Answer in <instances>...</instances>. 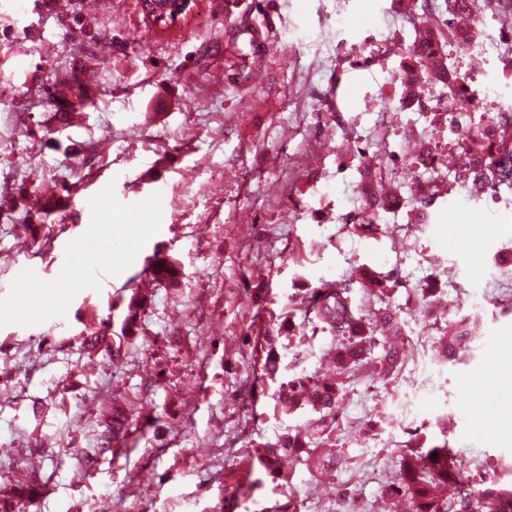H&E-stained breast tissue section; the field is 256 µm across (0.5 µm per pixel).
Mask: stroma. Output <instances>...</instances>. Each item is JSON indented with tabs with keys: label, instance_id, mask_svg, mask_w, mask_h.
<instances>
[{
	"label": "stroma",
	"instance_id": "1",
	"mask_svg": "<svg viewBox=\"0 0 512 512\" xmlns=\"http://www.w3.org/2000/svg\"><path fill=\"white\" fill-rule=\"evenodd\" d=\"M0 0V512H389L386 486L410 430L447 441L464 472L496 471L512 486V435L501 411L512 386L476 387L512 353V195L471 197L451 187L427 223L410 199L422 178L408 154L425 142L437 174L458 164L427 86L423 108L402 109L401 57L390 40L415 32L393 0H244L272 18L271 50L224 0H195L180 26L158 30L141 0ZM372 9L367 29L348 25ZM484 30L493 103L512 104V78ZM354 79L359 92L343 98ZM78 123H69L67 113ZM152 170L154 182L141 178ZM377 172L404 199L381 214L375 238L353 234L367 215L361 174ZM164 206L113 287L62 288L56 257L89 233L83 194L112 192V221L152 184ZM53 194L44 214L35 197ZM479 225L455 248L448 225ZM181 264L177 287L141 288L153 264ZM370 267L393 272L406 356L383 376L370 358L344 381L334 423L304 408L282 416L280 384L329 372L336 335L305 315L321 280L349 287ZM60 314L22 329L6 316L28 269ZM440 283L446 317L425 315L417 288ZM144 302L132 334L121 326L133 293ZM481 303L476 334L453 362L438 341L447 321ZM307 442L271 475L259 450L292 430Z\"/></svg>",
	"mask_w": 512,
	"mask_h": 512
}]
</instances>
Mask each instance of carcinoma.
<instances>
[{"mask_svg": "<svg viewBox=\"0 0 512 512\" xmlns=\"http://www.w3.org/2000/svg\"><path fill=\"white\" fill-rule=\"evenodd\" d=\"M474 0H445V25L432 30L424 27V18L436 9L432 0H398L409 21L418 26L413 44L402 63L405 76L403 104L412 106L422 103L424 85L431 77L448 88L446 111L463 116L464 105L473 103V91L455 66L453 52L462 46L479 41V19L473 13ZM482 9L502 18L501 31L512 34V0H483ZM487 118L469 125V136L483 138L488 151L481 160H469L453 170L448 185H461L479 198L487 192L498 194L512 192V112H494L484 107ZM414 164L431 174L419 182V196L414 199L413 210L429 205L430 198L440 190V182L434 177L437 154L422 147L412 156ZM375 176L365 181V194L372 216L353 225V232L369 237L379 230L376 216L389 213L401 206V196L385 195L378 190ZM155 280L173 286L178 283L180 269L174 259H162L153 267ZM359 283L369 297L380 306L363 311L353 306L349 292L332 282H323L307 292L304 305L306 312L322 327L336 332L334 355L336 379L319 380L315 376L295 375L280 384L278 400L280 411L291 415L301 407L309 406L323 414V418L336 421V413L343 396V380L346 375L371 355L372 344L382 342L380 357L382 372L394 373L400 362V343L403 336L402 320L398 312L386 302L387 291L392 288L389 276L368 267L359 270ZM417 297L426 314L430 315L439 305L440 291L429 282L417 289ZM476 318L464 315L451 325L450 334L439 339L438 354L445 361H452L464 351L472 339V325ZM421 433L409 434L402 444L399 468L387 494L405 499L411 512H512V487L500 481L486 483L471 481L463 476L457 459L448 444L426 446ZM306 443L300 433H288L278 442L263 449L262 462L270 473H276L279 457L283 454L302 452Z\"/></svg>", "mask_w": 512, "mask_h": 512, "instance_id": "cac0c4a2", "label": "carcinoma"}]
</instances>
